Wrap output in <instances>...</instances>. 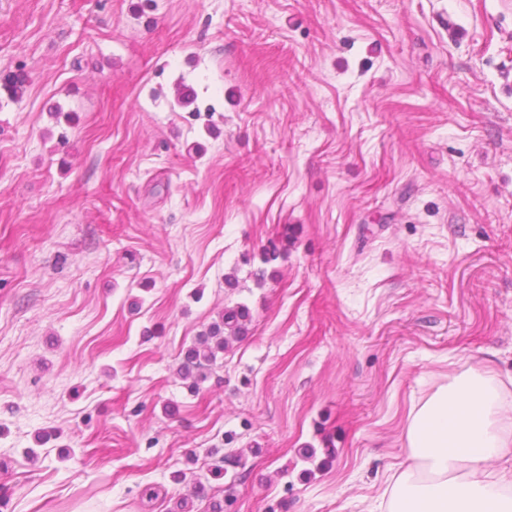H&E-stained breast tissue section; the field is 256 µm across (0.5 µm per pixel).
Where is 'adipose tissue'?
I'll return each instance as SVG.
<instances>
[{
    "label": "adipose tissue",
    "mask_w": 512,
    "mask_h": 512,
    "mask_svg": "<svg viewBox=\"0 0 512 512\" xmlns=\"http://www.w3.org/2000/svg\"><path fill=\"white\" fill-rule=\"evenodd\" d=\"M407 466L389 487L388 512H512V417L498 388L471 372L411 411Z\"/></svg>",
    "instance_id": "adipose-tissue-1"
}]
</instances>
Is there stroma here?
I'll return each instance as SVG.
<instances>
[{
    "label": "stroma",
    "mask_w": 512,
    "mask_h": 512,
    "mask_svg": "<svg viewBox=\"0 0 512 512\" xmlns=\"http://www.w3.org/2000/svg\"><path fill=\"white\" fill-rule=\"evenodd\" d=\"M486 369L512 399V0H0L4 512H203L236 449L224 512H385ZM250 310L245 305L224 309V313L184 353L177 368L178 377L191 391L207 377L217 360L224 356L233 342L244 339L248 333Z\"/></svg>",
    "instance_id": "obj_1"
}]
</instances>
